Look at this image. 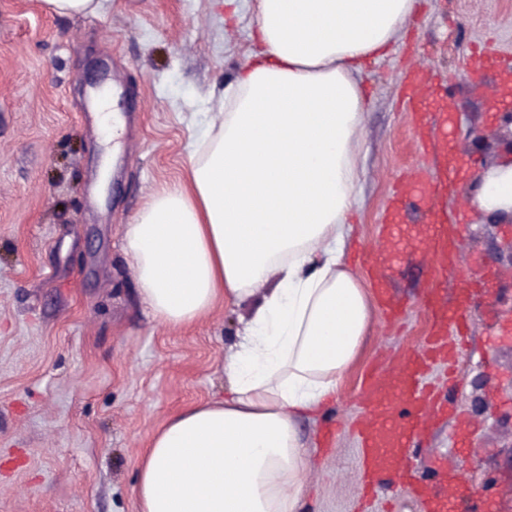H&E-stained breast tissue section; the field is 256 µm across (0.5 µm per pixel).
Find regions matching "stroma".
Here are the masks:
<instances>
[{
    "label": "stroma",
    "instance_id": "stroma-1",
    "mask_svg": "<svg viewBox=\"0 0 512 512\" xmlns=\"http://www.w3.org/2000/svg\"><path fill=\"white\" fill-rule=\"evenodd\" d=\"M253 0H106L101 13L58 17L39 0H0V512H138L139 457L172 412L220 394L224 350L251 304H218L192 326L156 321L141 303L125 253L124 227L150 197L188 178L194 131L251 49ZM512 56V0H417V12L384 58L360 76L366 97L355 240L382 247L381 216L404 171L441 173L411 127L405 78L421 66L431 95L453 107V139L492 129L487 94L494 71L472 81L479 47ZM98 75L123 85L119 148L105 155L95 115L85 114ZM466 211L445 299L469 285L473 258L492 276L491 297L467 310L469 340L456 380L433 368L428 381L452 407L421 439L416 463L445 455L482 492L474 512H512V224ZM436 263L410 250L390 274L406 314L373 330L336 403L299 429L312 466L304 512H358L361 415L356 389L383 353L417 348L419 304Z\"/></svg>",
    "mask_w": 512,
    "mask_h": 512
}]
</instances>
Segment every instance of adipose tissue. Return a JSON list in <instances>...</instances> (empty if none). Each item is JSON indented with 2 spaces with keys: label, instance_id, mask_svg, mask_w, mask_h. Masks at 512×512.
<instances>
[{
  "label": "adipose tissue",
  "instance_id": "adipose-tissue-1",
  "mask_svg": "<svg viewBox=\"0 0 512 512\" xmlns=\"http://www.w3.org/2000/svg\"><path fill=\"white\" fill-rule=\"evenodd\" d=\"M255 48L190 154L189 182L124 230L144 306L182 327L259 301L222 365V396L171 413L142 452L139 512H300V418L337 398L371 327L345 263L363 149L356 75L414 0H254ZM475 205L512 212V165Z\"/></svg>",
  "mask_w": 512,
  "mask_h": 512
}]
</instances>
